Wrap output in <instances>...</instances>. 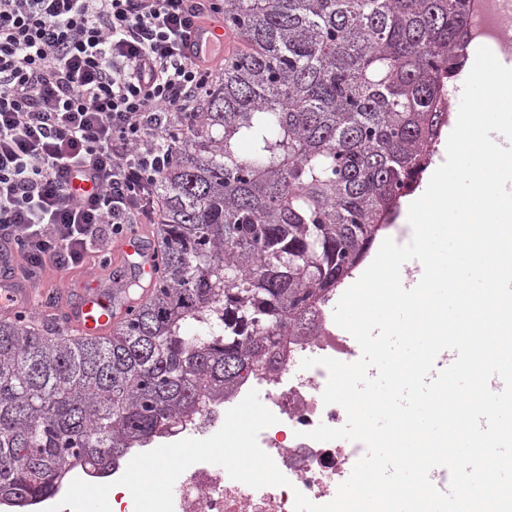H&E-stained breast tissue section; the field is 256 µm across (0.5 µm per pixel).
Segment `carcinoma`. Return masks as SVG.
<instances>
[{"instance_id":"obj_1","label":"carcinoma","mask_w":512,"mask_h":512,"mask_svg":"<svg viewBox=\"0 0 512 512\" xmlns=\"http://www.w3.org/2000/svg\"><path fill=\"white\" fill-rule=\"evenodd\" d=\"M468 17V0H224L250 50L173 115L150 296L105 340L0 322L1 502L111 467L270 369L277 338L314 334L448 126Z\"/></svg>"}]
</instances>
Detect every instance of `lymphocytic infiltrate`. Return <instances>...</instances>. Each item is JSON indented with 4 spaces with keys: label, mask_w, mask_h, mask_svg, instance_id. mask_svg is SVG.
<instances>
[{
    "label": "lymphocytic infiltrate",
    "mask_w": 512,
    "mask_h": 512,
    "mask_svg": "<svg viewBox=\"0 0 512 512\" xmlns=\"http://www.w3.org/2000/svg\"><path fill=\"white\" fill-rule=\"evenodd\" d=\"M223 15V0H0V249L21 284L160 222L172 116L198 111L216 60L186 54L187 33Z\"/></svg>",
    "instance_id": "lymphocytic-infiltrate-1"
}]
</instances>
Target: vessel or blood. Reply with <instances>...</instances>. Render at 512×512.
<instances>
[{"label":"vessel or blood","mask_w":512,"mask_h":512,"mask_svg":"<svg viewBox=\"0 0 512 512\" xmlns=\"http://www.w3.org/2000/svg\"><path fill=\"white\" fill-rule=\"evenodd\" d=\"M235 36L223 23L192 28L186 50L196 55L225 45ZM161 251L152 235H134L125 239L115 263L111 286H104L98 273L86 277V286L74 302L59 313L61 328L75 330L77 335L101 338L110 335L115 325L136 306L131 286L153 287L159 274Z\"/></svg>","instance_id":"1"}]
</instances>
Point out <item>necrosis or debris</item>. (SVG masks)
Listing matches in <instances>:
<instances>
[{"mask_svg": "<svg viewBox=\"0 0 512 512\" xmlns=\"http://www.w3.org/2000/svg\"><path fill=\"white\" fill-rule=\"evenodd\" d=\"M467 40L495 46L504 56H511L512 0H470ZM335 305L332 295L318 304L313 335L281 338L283 357L274 371L246 376L232 396L214 405H204L199 414L183 422L176 431L183 438L212 436L222 427L227 411L249 390H257L262 404L277 418L276 424L259 433L258 444L288 478V485L254 489L231 479L224 468L201 462L187 468L175 482L174 512H294L295 492H302L317 504L335 497L339 484L350 476L366 448L359 442L345 444L308 438V431L318 425L340 427L346 412L337 404L324 405L322 392L328 374L323 367H300L302 359L308 357L351 362L357 342L335 324ZM135 454V449H127L104 472L88 467L71 469L51 495L29 502L28 512H45L57 504L72 479L93 484L116 481Z\"/></svg>", "mask_w": 512, "mask_h": 512, "instance_id": "4bbe7bcc", "label": "necrosis or debris"}]
</instances>
